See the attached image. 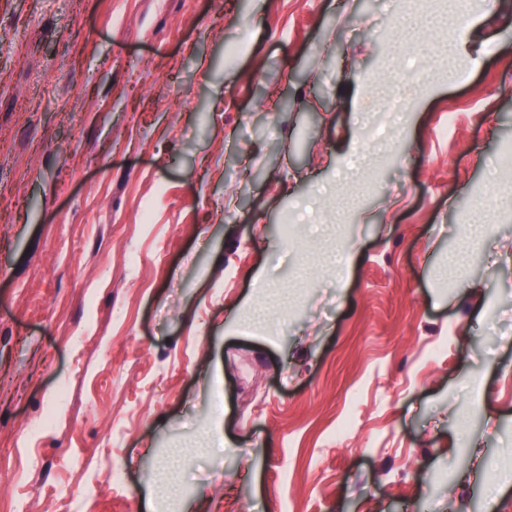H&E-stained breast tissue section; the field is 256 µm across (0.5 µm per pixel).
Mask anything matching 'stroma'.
Returning a JSON list of instances; mask_svg holds the SVG:
<instances>
[{"label": "stroma", "instance_id": "1", "mask_svg": "<svg viewBox=\"0 0 512 512\" xmlns=\"http://www.w3.org/2000/svg\"><path fill=\"white\" fill-rule=\"evenodd\" d=\"M472 12L0 0V512H512V0Z\"/></svg>", "mask_w": 512, "mask_h": 512}]
</instances>
